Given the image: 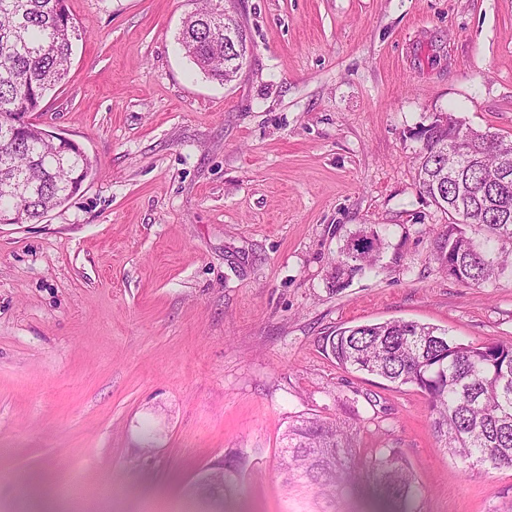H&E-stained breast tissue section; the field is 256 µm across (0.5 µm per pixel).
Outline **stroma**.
<instances>
[{
    "instance_id": "stroma-1",
    "label": "stroma",
    "mask_w": 512,
    "mask_h": 512,
    "mask_svg": "<svg viewBox=\"0 0 512 512\" xmlns=\"http://www.w3.org/2000/svg\"><path fill=\"white\" fill-rule=\"evenodd\" d=\"M66 79L32 120L91 164L36 224H0V512H329L276 476L317 414L367 467L398 449L418 512H512V469H468L427 398L337 365L322 339L405 319L512 342V271L436 258L448 216L419 192L433 113L512 137V0H229L253 51L230 82L178 33L199 0H66ZM384 239L333 290L346 239Z\"/></svg>"
}]
</instances>
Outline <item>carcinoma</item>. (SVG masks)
Wrapping results in <instances>:
<instances>
[{"mask_svg": "<svg viewBox=\"0 0 512 512\" xmlns=\"http://www.w3.org/2000/svg\"><path fill=\"white\" fill-rule=\"evenodd\" d=\"M76 27L66 0H0V183L24 191L0 193V224H33L78 193L89 161L74 141L31 120L46 93L69 70ZM180 44L195 65L227 82L238 73L236 44L224 42V15L216 0L184 21ZM463 120L448 113L420 129L425 135L418 186L448 214L439 259L449 276L482 286L512 267V140L492 134L455 159L451 128ZM381 246L378 232L361 230L346 242L330 287L342 290L371 270ZM336 363L424 394L431 426L448 453L484 471L512 467V343H463L440 327L415 321L340 327L325 337ZM354 446L336 421L298 417L281 437L278 474L290 493H313L338 502L357 479ZM235 467L211 468L207 485L227 483ZM375 487L367 512H415L414 473L395 448L369 461Z\"/></svg>", "mask_w": 512, "mask_h": 512, "instance_id": "obj_1", "label": "carcinoma"}]
</instances>
